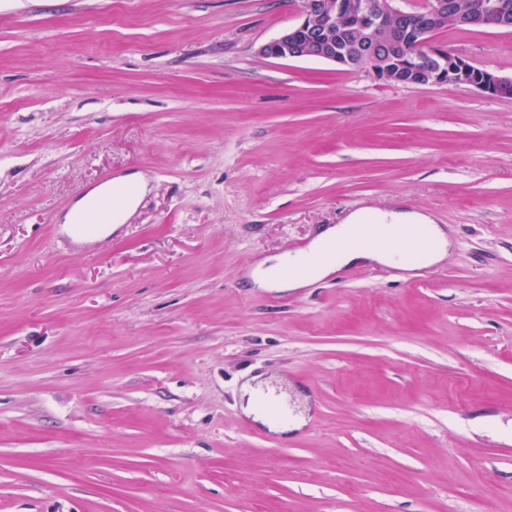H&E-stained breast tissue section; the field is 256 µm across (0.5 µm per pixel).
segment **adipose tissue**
Listing matches in <instances>:
<instances>
[{
    "mask_svg": "<svg viewBox=\"0 0 512 512\" xmlns=\"http://www.w3.org/2000/svg\"><path fill=\"white\" fill-rule=\"evenodd\" d=\"M421 228L430 238L428 264L442 261L448 252V236L428 216L364 207L351 213L344 223L321 228L305 250L274 257L269 265H258L250 278L257 288L298 290L359 260H369L399 270L403 264L396 260L394 250L387 246V239L396 235L412 237ZM359 231L369 239L368 244L361 247L351 243L353 235ZM242 392L246 400L244 412L253 420L280 433L301 427V418H272L261 410V404L266 400L274 399L280 404H287L286 395L275 394L274 390L260 382L245 383Z\"/></svg>",
    "mask_w": 512,
    "mask_h": 512,
    "instance_id": "1",
    "label": "adipose tissue"
}]
</instances>
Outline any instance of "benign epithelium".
Returning <instances> with one entry per match:
<instances>
[{"label":"benign epithelium","instance_id":"obj_1","mask_svg":"<svg viewBox=\"0 0 512 512\" xmlns=\"http://www.w3.org/2000/svg\"><path fill=\"white\" fill-rule=\"evenodd\" d=\"M275 60L319 59L409 86L466 85L486 96L512 97V77L471 69L463 55L414 25L405 0H311L303 20L261 45Z\"/></svg>","mask_w":512,"mask_h":512}]
</instances>
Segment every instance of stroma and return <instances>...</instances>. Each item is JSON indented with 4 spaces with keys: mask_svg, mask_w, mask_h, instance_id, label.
Wrapping results in <instances>:
<instances>
[{
    "mask_svg": "<svg viewBox=\"0 0 512 512\" xmlns=\"http://www.w3.org/2000/svg\"><path fill=\"white\" fill-rule=\"evenodd\" d=\"M302 0H0V512H512V99L257 49ZM437 41L512 77V33ZM148 190L104 239L103 180ZM365 205L447 258L296 291ZM259 376L309 409L247 420ZM130 183L136 184L138 194L144 192V180L141 176L138 175L117 177L110 183L101 185L89 191L85 196H83L80 200H78L75 203L70 212L67 214L65 219L67 230L69 231L71 226L70 224L79 214H85L90 209V204L92 201L105 197H111L112 192L114 190H116L117 192V201L121 205V208L115 220L113 218H110L109 220L105 221V224L102 225L97 235L101 236L103 234L110 233L112 230L116 229L132 214L134 210L135 197L131 196L124 198L121 195V191L125 189L127 185ZM418 227H423L430 237L427 262L418 266L396 260L395 251L405 256L419 255L417 251L420 242L405 237H414ZM359 231H363L371 241H386L392 237L389 244L395 251L383 242L378 245L368 243L361 247L352 245V236ZM448 244L445 230L434 224L428 216L364 207L351 213L342 224L321 228L305 250L274 257L269 260L273 261L271 265L261 263L252 271L250 278L256 288L298 290L336 274L358 260H369L412 272L442 261L447 255ZM272 271H278L275 278L269 276ZM243 397L245 398L244 413L253 418V420L263 423L270 430L280 433H286L298 429L303 424V419L295 417L292 419L288 415V399L285 394L275 395L274 390L264 386L262 382L252 384L246 382L242 387ZM265 400H272L282 404L286 408V416L281 418H271L261 410V404ZM290 417V418H289Z\"/></svg>",
    "mask_w": 512,
    "mask_h": 512,
    "instance_id": "obj_1",
    "label": "stroma"
}]
</instances>
